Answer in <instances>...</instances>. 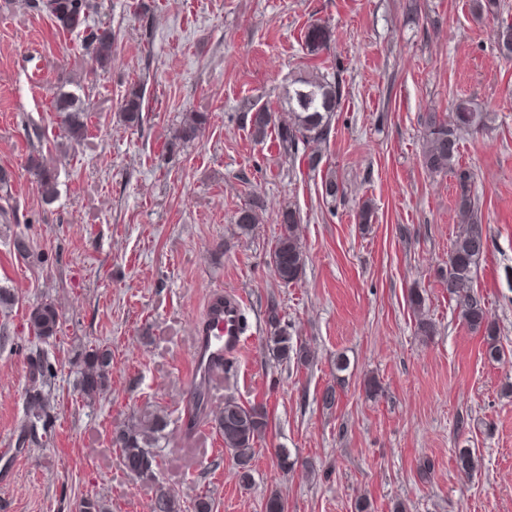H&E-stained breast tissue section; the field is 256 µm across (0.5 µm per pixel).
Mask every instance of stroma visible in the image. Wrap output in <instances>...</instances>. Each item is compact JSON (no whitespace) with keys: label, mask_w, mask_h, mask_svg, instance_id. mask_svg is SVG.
<instances>
[{"label":"stroma","mask_w":512,"mask_h":512,"mask_svg":"<svg viewBox=\"0 0 512 512\" xmlns=\"http://www.w3.org/2000/svg\"><path fill=\"white\" fill-rule=\"evenodd\" d=\"M92 2L88 26L114 35L105 71L46 12L0 10V167L15 174L10 193L0 192L13 216L0 223V285L18 296L0 313L9 331L0 340V448L13 447L20 429L31 351L52 362L55 397L47 441L10 461L0 512H78L88 496L111 512H150L161 487L184 512L202 496L212 512H264L273 490L288 512H353L361 498L373 512L399 502L407 512H512V58L497 42L512 25V0L482 16L471 0ZM315 23L333 37L313 58L304 33ZM310 64L343 68L346 79L313 171L282 157L273 138L255 141L245 114L280 109L293 74ZM136 83L143 121L129 127L118 111ZM61 91L89 105L81 144L60 137L52 101ZM460 97L488 114L482 131L461 133L459 161L475 174L490 235L475 287L498 327L495 361L442 280L460 230L455 178L429 172L422 158L423 115H449ZM187 112L208 113L209 125L200 140L174 142ZM35 149L57 166L50 203L26 171ZM330 174L344 193L326 202ZM366 201L374 217L363 225ZM251 205L260 222L244 235L235 217ZM289 207L308 262L286 285L271 256ZM19 235L33 259L15 256ZM414 289L424 298L418 314ZM215 290L243 297L248 341L208 408L230 397L269 414L246 489L210 424L192 434L182 426L194 325ZM45 300L56 303L61 331L42 343L25 314ZM273 301L289 334L309 345V366L269 357L262 339ZM422 316L432 335L418 332ZM98 345L112 351V374L89 404L74 361ZM368 378L381 384L377 397L365 394ZM330 385L338 401L327 410ZM145 412L168 421L150 481L128 475L111 442ZM279 448L299 458L292 471L278 468ZM461 448L475 452V471L457 467Z\"/></svg>","instance_id":"obj_1"}]
</instances>
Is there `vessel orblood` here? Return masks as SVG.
I'll return each instance as SVG.
<instances>
[{"instance_id":"vessel-or-blood-1","label":"vessel or blood","mask_w":512,"mask_h":512,"mask_svg":"<svg viewBox=\"0 0 512 512\" xmlns=\"http://www.w3.org/2000/svg\"><path fill=\"white\" fill-rule=\"evenodd\" d=\"M244 300L237 295L213 293L205 315L196 323L189 385L192 392L210 399L224 373V363L245 345Z\"/></svg>"}]
</instances>
